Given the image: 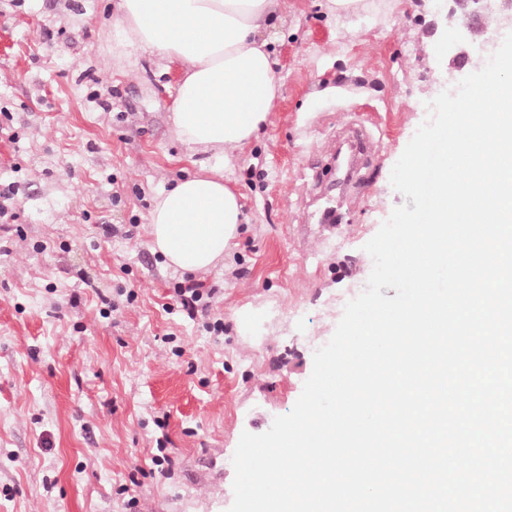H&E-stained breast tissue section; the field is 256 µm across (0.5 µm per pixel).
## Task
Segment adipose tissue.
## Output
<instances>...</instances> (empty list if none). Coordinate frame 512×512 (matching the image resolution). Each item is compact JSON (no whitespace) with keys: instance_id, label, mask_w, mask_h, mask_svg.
Here are the masks:
<instances>
[{"instance_id":"ef3b65f1","label":"adipose tissue","mask_w":512,"mask_h":512,"mask_svg":"<svg viewBox=\"0 0 512 512\" xmlns=\"http://www.w3.org/2000/svg\"><path fill=\"white\" fill-rule=\"evenodd\" d=\"M286 0H118L129 46L178 62L171 124L177 140L205 153L197 171L157 194L151 246L169 267L205 273L223 263L244 221L242 195L224 175L228 152L244 149L268 121L279 91L266 37Z\"/></svg>"}]
</instances>
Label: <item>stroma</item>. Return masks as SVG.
I'll use <instances>...</instances> for the list:
<instances>
[{
    "label": "stroma",
    "mask_w": 512,
    "mask_h": 512,
    "mask_svg": "<svg viewBox=\"0 0 512 512\" xmlns=\"http://www.w3.org/2000/svg\"><path fill=\"white\" fill-rule=\"evenodd\" d=\"M460 34L464 61L442 51ZM504 36L442 0H288L281 94L233 154L247 222L192 318L148 221L200 158L172 133L178 64L123 42L115 0H0V512H228L241 434L291 412L367 284L427 102ZM356 121L378 156L342 193L324 157ZM327 206L341 223H320Z\"/></svg>",
    "instance_id": "stroma-1"
}]
</instances>
